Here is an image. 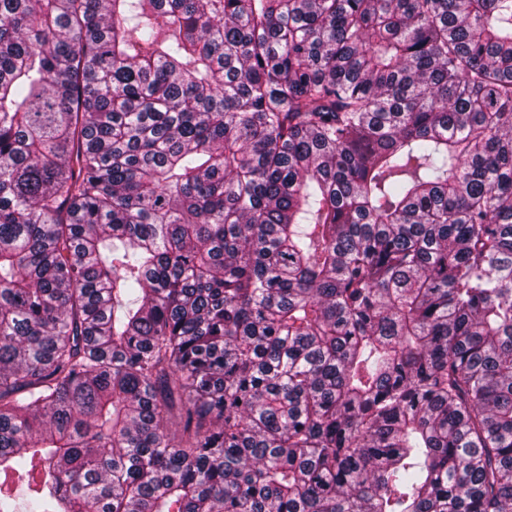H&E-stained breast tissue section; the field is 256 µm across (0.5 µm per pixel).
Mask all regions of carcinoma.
<instances>
[{"instance_id": "1", "label": "carcinoma", "mask_w": 512, "mask_h": 512, "mask_svg": "<svg viewBox=\"0 0 512 512\" xmlns=\"http://www.w3.org/2000/svg\"><path fill=\"white\" fill-rule=\"evenodd\" d=\"M0 512H512V0H0Z\"/></svg>"}]
</instances>
